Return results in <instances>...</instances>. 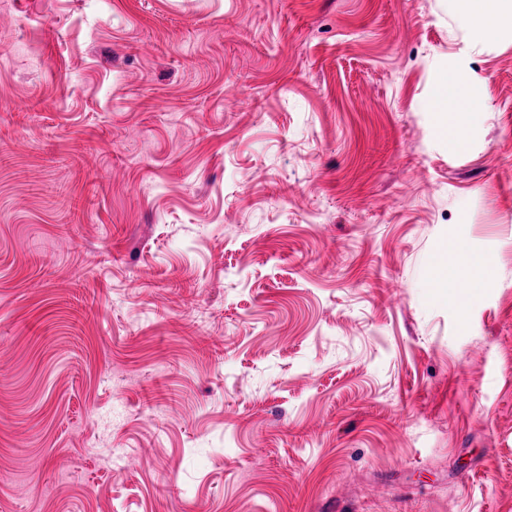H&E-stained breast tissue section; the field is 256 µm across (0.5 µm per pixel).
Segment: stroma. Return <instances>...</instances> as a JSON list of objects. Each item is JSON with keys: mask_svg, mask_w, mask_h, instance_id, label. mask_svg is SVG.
<instances>
[{"mask_svg": "<svg viewBox=\"0 0 512 512\" xmlns=\"http://www.w3.org/2000/svg\"><path fill=\"white\" fill-rule=\"evenodd\" d=\"M448 0H0V512H512V42ZM464 237L466 317L426 287ZM450 1L465 20L467 46L436 69L427 104L440 115L435 137L449 153H460L467 148L473 116L485 107L483 85L471 68L472 59L491 45L512 41V1Z\"/></svg>", "mask_w": 512, "mask_h": 512, "instance_id": "obj_1", "label": "stroma"}]
</instances>
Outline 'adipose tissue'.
I'll list each match as a JSON object with an SVG mask.
<instances>
[{
  "mask_svg": "<svg viewBox=\"0 0 512 512\" xmlns=\"http://www.w3.org/2000/svg\"><path fill=\"white\" fill-rule=\"evenodd\" d=\"M467 27V46L437 68L428 99L430 111L440 117L436 138L449 152H463L468 145L473 116L485 107L482 83L471 63L487 47L512 41V0H452ZM488 254L470 248L465 238H455L431 259L435 277L432 291L445 297L459 315H466L471 296L484 286L483 275L490 265ZM467 290H460V283Z\"/></svg>",
  "mask_w": 512,
  "mask_h": 512,
  "instance_id": "ef3b65f1",
  "label": "adipose tissue"
}]
</instances>
